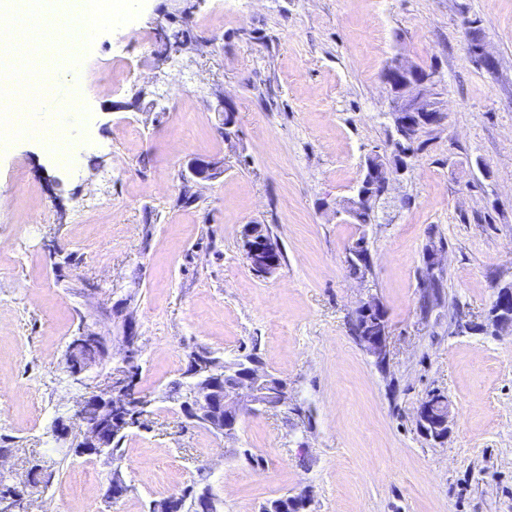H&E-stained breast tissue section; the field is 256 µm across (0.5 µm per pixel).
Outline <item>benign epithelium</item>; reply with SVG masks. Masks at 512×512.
I'll return each instance as SVG.
<instances>
[{
	"mask_svg": "<svg viewBox=\"0 0 512 512\" xmlns=\"http://www.w3.org/2000/svg\"><path fill=\"white\" fill-rule=\"evenodd\" d=\"M467 45L482 59V66L495 69L494 57L487 51L486 39L479 23L468 19L464 23ZM382 80L390 92L388 116L393 125L388 149L371 152L363 163L362 177L353 195L336 216L349 224L363 223V214L372 213L375 198L388 193L390 186L409 167L414 158L413 148L431 128L445 120L442 95L443 80L433 66L421 67L395 58L386 65ZM188 180L211 181L224 174V161L213 158H192L187 163ZM253 265L271 275L279 267L278 247L266 238L251 239L246 245ZM382 308L375 298L360 301L352 314L349 326L354 329L359 320ZM493 325L512 329V290L497 292L491 309ZM357 340L382 367L389 355V327L382 320L379 331L361 334ZM119 358H114L113 342L109 336L88 327L79 328L66 350L67 377L84 389L76 405L75 416L82 420L89 401L96 405V421L84 423L79 435H72L70 425L61 417L51 435L61 448L80 446L89 456H100L106 447V437L121 426L127 407L139 400L130 389V368L138 364L139 336L130 321L123 324ZM191 366L186 376L193 380L187 396L175 399L184 417L192 424L207 428L215 436L226 439L236 436L244 415H258L283 405L288 399L283 381L262 369L253 361L236 371L238 363H226L207 349L191 352ZM451 415V403L444 396L425 398L417 410V423L429 439L445 438ZM186 498L174 494L155 501L152 512H185ZM0 512H28L25 491L21 484L9 494H0Z\"/></svg>",
	"mask_w": 512,
	"mask_h": 512,
	"instance_id": "1",
	"label": "benign epithelium"
}]
</instances>
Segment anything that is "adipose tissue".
<instances>
[{
	"label": "adipose tissue",
	"mask_w": 512,
	"mask_h": 512,
	"mask_svg": "<svg viewBox=\"0 0 512 512\" xmlns=\"http://www.w3.org/2000/svg\"><path fill=\"white\" fill-rule=\"evenodd\" d=\"M86 0H0V134H11L20 114L31 111L28 96L14 94L18 74L25 73L34 83L56 81L60 72L51 67L34 66L31 49L43 38H51L52 55L60 61L76 56L79 45L89 43L85 29ZM25 20L22 36H14L6 19Z\"/></svg>",
	"instance_id": "ef3b65f1"
}]
</instances>
